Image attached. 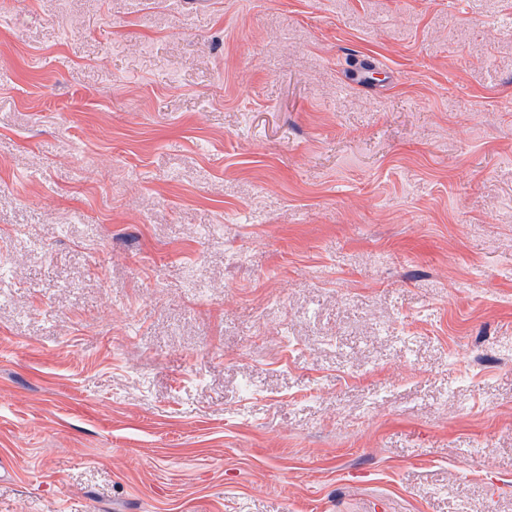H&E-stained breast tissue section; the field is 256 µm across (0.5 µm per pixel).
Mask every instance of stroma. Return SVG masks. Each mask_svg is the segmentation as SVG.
<instances>
[{
    "label": "stroma",
    "mask_w": 512,
    "mask_h": 512,
    "mask_svg": "<svg viewBox=\"0 0 512 512\" xmlns=\"http://www.w3.org/2000/svg\"><path fill=\"white\" fill-rule=\"evenodd\" d=\"M0 512H512V0H0Z\"/></svg>",
    "instance_id": "35a3bbf8"
}]
</instances>
